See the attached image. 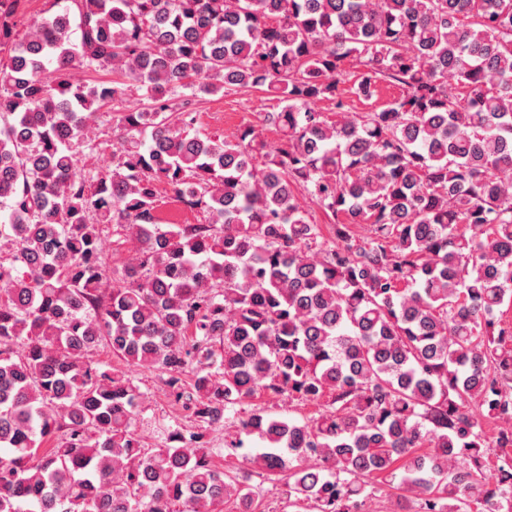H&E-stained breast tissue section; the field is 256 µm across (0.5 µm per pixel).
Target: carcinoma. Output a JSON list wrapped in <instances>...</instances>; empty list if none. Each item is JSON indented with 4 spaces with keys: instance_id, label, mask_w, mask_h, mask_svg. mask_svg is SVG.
Masks as SVG:
<instances>
[{
    "instance_id": "obj_1",
    "label": "carcinoma",
    "mask_w": 512,
    "mask_h": 512,
    "mask_svg": "<svg viewBox=\"0 0 512 512\" xmlns=\"http://www.w3.org/2000/svg\"><path fill=\"white\" fill-rule=\"evenodd\" d=\"M20 2L0 0V512H255L209 448L230 418L292 506L362 512L381 478L397 512H512V0H70L23 35ZM350 57L354 94L403 93L345 110ZM240 87L278 99L279 144L194 127L199 94ZM102 127L112 165L78 168ZM162 184L199 223L158 217ZM109 231L134 244L118 263ZM134 368L194 428L145 447ZM261 395L322 410L241 411ZM343 68L347 72V77L350 78V82L342 85L341 87L344 89L342 98L346 103L347 110L349 112H369L375 109H379L401 94V86L396 82L390 80H381L377 84V91L374 97H372L370 100H364L362 98L360 99L350 92V87L360 72L359 65L355 60L349 58L344 62Z\"/></svg>"
}]
</instances>
